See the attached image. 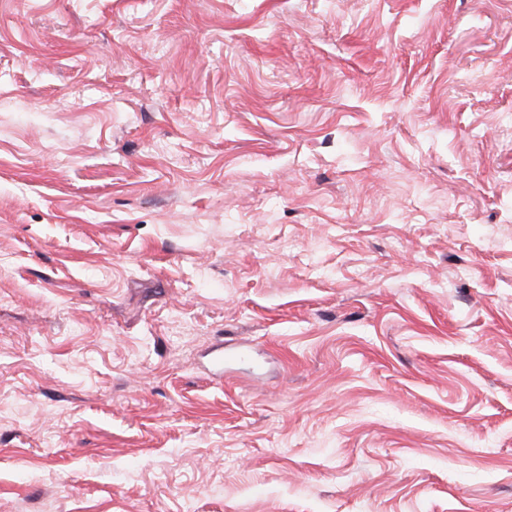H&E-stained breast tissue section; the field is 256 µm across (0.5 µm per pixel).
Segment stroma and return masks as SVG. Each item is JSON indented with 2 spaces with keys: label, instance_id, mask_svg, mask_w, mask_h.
Returning <instances> with one entry per match:
<instances>
[{
  "label": "stroma",
  "instance_id": "1",
  "mask_svg": "<svg viewBox=\"0 0 512 512\" xmlns=\"http://www.w3.org/2000/svg\"><path fill=\"white\" fill-rule=\"evenodd\" d=\"M0 512H512V0H0Z\"/></svg>",
  "mask_w": 512,
  "mask_h": 512
}]
</instances>
